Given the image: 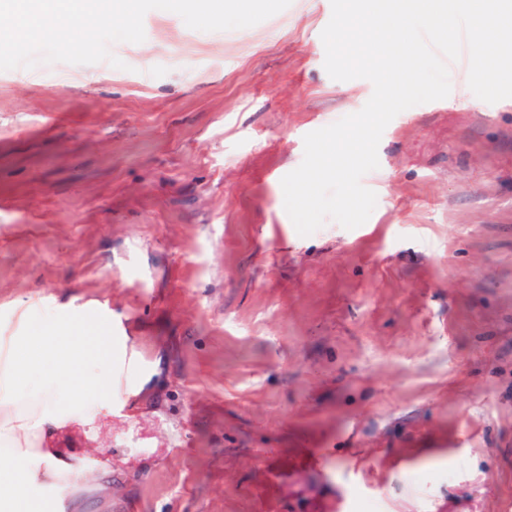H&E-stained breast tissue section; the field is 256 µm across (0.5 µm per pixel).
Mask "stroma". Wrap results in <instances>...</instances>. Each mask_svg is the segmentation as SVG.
<instances>
[{
    "mask_svg": "<svg viewBox=\"0 0 512 512\" xmlns=\"http://www.w3.org/2000/svg\"><path fill=\"white\" fill-rule=\"evenodd\" d=\"M330 0L244 29L172 12L115 68L0 71V323L111 320L112 416L60 432L82 512H512V98L399 113L369 219L299 235L282 178L360 111Z\"/></svg>",
    "mask_w": 512,
    "mask_h": 512,
    "instance_id": "35a3bbf8",
    "label": "stroma"
}]
</instances>
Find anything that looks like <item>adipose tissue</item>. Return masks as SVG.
I'll return each instance as SVG.
<instances>
[{"instance_id":"1","label":"adipose tissue","mask_w":512,"mask_h":512,"mask_svg":"<svg viewBox=\"0 0 512 512\" xmlns=\"http://www.w3.org/2000/svg\"><path fill=\"white\" fill-rule=\"evenodd\" d=\"M29 309H20L10 335L0 336V474L9 506L26 512L39 490L67 479L72 466L53 443L57 432L101 420L112 407V324L104 322L101 352L86 335V315L56 311L37 336V356L25 355L24 326Z\"/></svg>"}]
</instances>
